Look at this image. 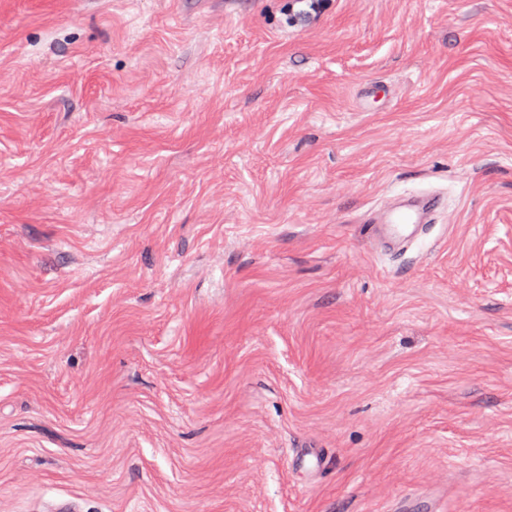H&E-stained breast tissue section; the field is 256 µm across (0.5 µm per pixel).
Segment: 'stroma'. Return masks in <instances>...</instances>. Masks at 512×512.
Wrapping results in <instances>:
<instances>
[{
	"mask_svg": "<svg viewBox=\"0 0 512 512\" xmlns=\"http://www.w3.org/2000/svg\"><path fill=\"white\" fill-rule=\"evenodd\" d=\"M278 7L0 0V512H512V0ZM399 201L384 209L381 221L377 212L367 214L362 224H386L389 249H401L411 244L423 230L424 224H433L442 208L441 197L433 192H421L398 197Z\"/></svg>",
	"mask_w": 512,
	"mask_h": 512,
	"instance_id": "obj_1",
	"label": "stroma"
}]
</instances>
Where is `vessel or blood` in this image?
<instances>
[{
    "label": "vessel or blood",
    "instance_id": "b4317fda",
    "mask_svg": "<svg viewBox=\"0 0 512 512\" xmlns=\"http://www.w3.org/2000/svg\"><path fill=\"white\" fill-rule=\"evenodd\" d=\"M442 207L441 197L433 192H421L401 196L399 201L384 209L382 214H367L365 223L382 222L386 236L395 249L411 244L424 225L434 223Z\"/></svg>",
    "mask_w": 512,
    "mask_h": 512
}]
</instances>
